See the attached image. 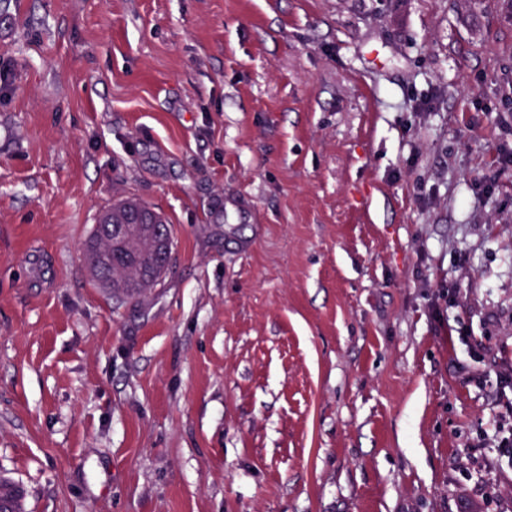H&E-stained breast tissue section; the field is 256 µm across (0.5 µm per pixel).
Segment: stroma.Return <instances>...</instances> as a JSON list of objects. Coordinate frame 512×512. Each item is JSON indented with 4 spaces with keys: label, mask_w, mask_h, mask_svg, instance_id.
<instances>
[{
    "label": "stroma",
    "mask_w": 512,
    "mask_h": 512,
    "mask_svg": "<svg viewBox=\"0 0 512 512\" xmlns=\"http://www.w3.org/2000/svg\"><path fill=\"white\" fill-rule=\"evenodd\" d=\"M0 62L26 512H512V0H0ZM125 198L174 247L120 306ZM141 267L142 266L140 264L128 261L124 256L112 255L111 253L109 255L96 256L92 261L90 271L98 283L105 288H110V282L107 277L108 268L109 277L112 283L117 287H123L116 288V290L112 291L110 295L116 298L117 301L121 302L127 297L139 298L158 286L153 285L146 288H130L138 287L140 285L141 280L144 277V272ZM131 290L134 292L131 293Z\"/></svg>",
    "instance_id": "obj_1"
}]
</instances>
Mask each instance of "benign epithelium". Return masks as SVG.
<instances>
[{
  "mask_svg": "<svg viewBox=\"0 0 512 512\" xmlns=\"http://www.w3.org/2000/svg\"><path fill=\"white\" fill-rule=\"evenodd\" d=\"M97 229L110 234L112 242L126 250L138 236L149 237L152 242L151 253L141 256L133 252L131 256L137 261H146L150 272L147 282L162 280L171 265L172 253L169 228L160 214L141 204L125 203L106 211ZM111 262L112 255H98L91 265L95 280L105 288L110 287L107 268Z\"/></svg>",
  "mask_w": 512,
  "mask_h": 512,
  "instance_id": "1",
  "label": "benign epithelium"
}]
</instances>
